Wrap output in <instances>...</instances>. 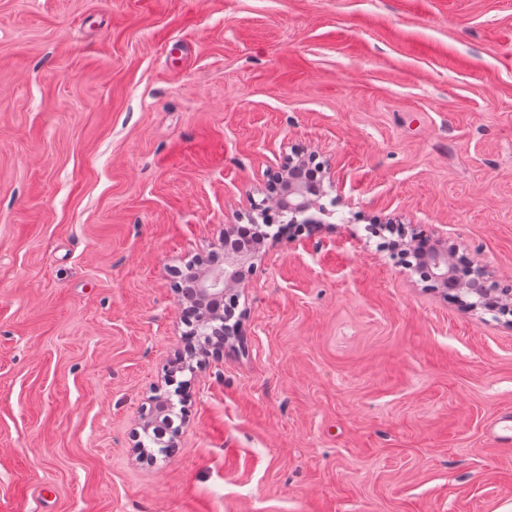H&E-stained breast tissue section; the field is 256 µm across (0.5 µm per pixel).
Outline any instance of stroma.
Returning <instances> with one entry per match:
<instances>
[{
  "mask_svg": "<svg viewBox=\"0 0 512 512\" xmlns=\"http://www.w3.org/2000/svg\"><path fill=\"white\" fill-rule=\"evenodd\" d=\"M295 144L317 223L188 356L174 269ZM391 225L512 284V0H0V512H506L512 313ZM418 236L415 235L411 238L410 245L416 250L418 263L427 271L426 280L432 282L434 288L456 291L475 297L476 300L470 303V307L473 309L480 307L493 310L494 306L497 307L500 304L511 307L512 288L488 289L479 270L471 269L472 271L467 276L457 273V268L453 263L454 251L448 252L447 249L432 241L423 233L421 236L425 241V245L421 247L420 237ZM492 291L495 301L489 300Z\"/></svg>",
  "mask_w": 512,
  "mask_h": 512,
  "instance_id": "stroma-1",
  "label": "stroma"
}]
</instances>
